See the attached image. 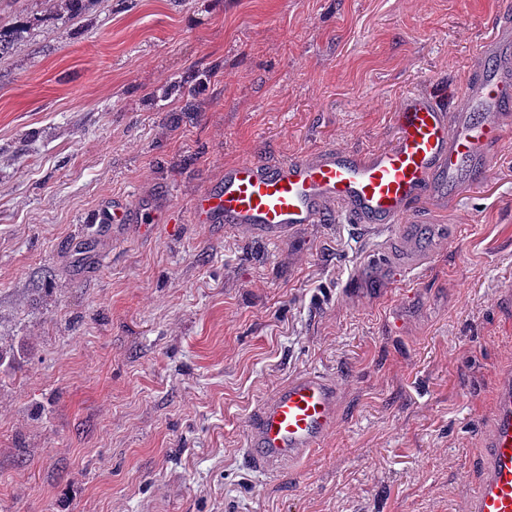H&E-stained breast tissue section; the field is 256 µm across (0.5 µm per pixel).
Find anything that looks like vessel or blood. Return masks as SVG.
Here are the masks:
<instances>
[{"label": "vessel or blood", "mask_w": 512, "mask_h": 512, "mask_svg": "<svg viewBox=\"0 0 512 512\" xmlns=\"http://www.w3.org/2000/svg\"><path fill=\"white\" fill-rule=\"evenodd\" d=\"M392 144L365 155L326 147L312 156L225 166L214 185L191 204L195 223L244 229L277 242L301 227L330 222L341 212L369 229L403 225L423 200L456 197L481 180L500 145L512 136V23L498 26L477 55V69L454 98L406 92L394 114ZM162 201H116L110 224H160ZM392 258L379 252L350 281L367 294L389 279ZM493 432L483 477L468 512H512V368L496 387ZM339 420L336 384L319 372L288 378L258 408L245 440L261 474L304 460Z\"/></svg>", "instance_id": "vessel-or-blood-1"}]
</instances>
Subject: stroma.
Segmentation results:
<instances>
[{
    "instance_id": "obj_1",
    "label": "stroma",
    "mask_w": 512,
    "mask_h": 512,
    "mask_svg": "<svg viewBox=\"0 0 512 512\" xmlns=\"http://www.w3.org/2000/svg\"><path fill=\"white\" fill-rule=\"evenodd\" d=\"M512 0H0V512H465L512 363V142L415 207L426 268L346 288L391 245L337 217L268 243L194 223L228 163L389 146L403 93L452 96ZM188 82L191 95H165ZM165 223L99 224L113 198ZM341 390L271 477L248 421L289 377Z\"/></svg>"
}]
</instances>
